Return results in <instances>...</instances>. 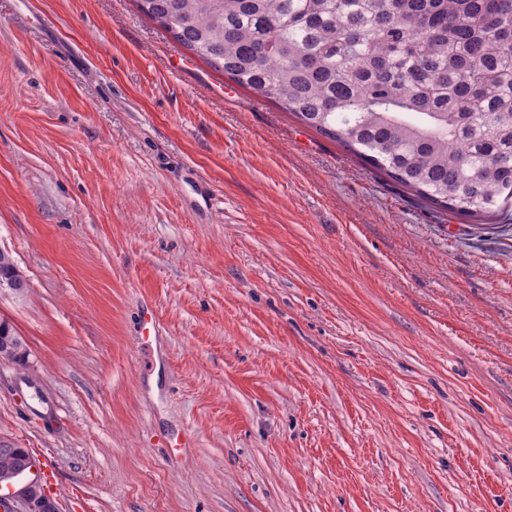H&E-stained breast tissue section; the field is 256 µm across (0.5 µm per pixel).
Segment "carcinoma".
<instances>
[{"instance_id": "1", "label": "carcinoma", "mask_w": 512, "mask_h": 512, "mask_svg": "<svg viewBox=\"0 0 512 512\" xmlns=\"http://www.w3.org/2000/svg\"><path fill=\"white\" fill-rule=\"evenodd\" d=\"M174 41L428 205L512 209V0H136ZM0 281L28 283L0 250ZM23 338L0 320V350ZM29 453L0 441V481Z\"/></svg>"}]
</instances>
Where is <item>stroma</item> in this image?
<instances>
[{"mask_svg": "<svg viewBox=\"0 0 512 512\" xmlns=\"http://www.w3.org/2000/svg\"><path fill=\"white\" fill-rule=\"evenodd\" d=\"M0 441L58 512H512V216L419 202L135 0H0ZM0 281L7 284L14 294L23 293L28 287L27 280L9 252L0 250ZM6 348L10 349L8 361L18 365H25L27 352L23 338L16 333L15 329L6 320L1 319L0 350ZM0 361L1 363L8 362L3 355H1Z\"/></svg>", "mask_w": 512, "mask_h": 512, "instance_id": "1", "label": "stroma"}]
</instances>
